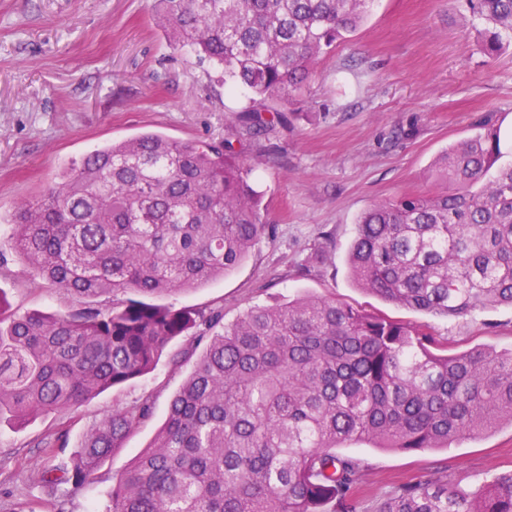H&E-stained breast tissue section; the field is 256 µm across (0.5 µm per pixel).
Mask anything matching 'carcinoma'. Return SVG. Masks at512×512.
I'll return each mask as SVG.
<instances>
[{"label":"carcinoma","mask_w":512,"mask_h":512,"mask_svg":"<svg viewBox=\"0 0 512 512\" xmlns=\"http://www.w3.org/2000/svg\"><path fill=\"white\" fill-rule=\"evenodd\" d=\"M157 2L172 44L251 89L236 121L259 134L358 31L370 0ZM461 6L492 26L487 57L512 43V0ZM501 158L484 125L441 155L444 189L370 206L348 251L359 287L446 317L512 306V161ZM250 173L228 139L144 132L62 169L9 221L32 277L84 307L0 315V418L76 410L151 372L189 331L199 351L148 449L91 512H368L363 462L336 449L450 448L512 426V350L450 354L422 326L323 297L253 305L230 323L222 310L157 302L230 274L269 233ZM126 293L154 302L117 299ZM103 294L112 306H91ZM151 410L147 398L112 411L44 481L97 482ZM376 512H512V472L474 486L427 472Z\"/></svg>","instance_id":"cac0c4a2"}]
</instances>
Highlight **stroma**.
Here are the masks:
<instances>
[{
	"label": "stroma",
	"mask_w": 512,
	"mask_h": 512,
	"mask_svg": "<svg viewBox=\"0 0 512 512\" xmlns=\"http://www.w3.org/2000/svg\"><path fill=\"white\" fill-rule=\"evenodd\" d=\"M488 25L448 0H373L357 35L313 67L302 102L267 134L241 133L232 119L251 91L230 87L174 47L156 0H0V214L42 194L59 171L96 146L142 132L173 140L229 139L250 164L272 230L223 280L170 296L176 307L220 309L225 321L252 305L320 296L428 327L449 351L512 349V308L488 306L447 318L385 302L359 288L346 254L370 205L440 190L434 161L488 124L512 154V48L487 58ZM324 249L311 271L301 263ZM0 294L10 312L62 313L73 298L31 277L9 255ZM191 337L175 339L148 375L75 411L24 426L0 420V512L59 503L90 512L152 442L194 363ZM150 398L153 411L102 463V482L80 490L49 484L44 469L67 462L115 407ZM67 449L41 447L48 432ZM366 466L360 494L377 508L395 486L440 468L466 486L512 470V426L450 449L411 453L349 447Z\"/></svg>",
	"instance_id": "1"
}]
</instances>
